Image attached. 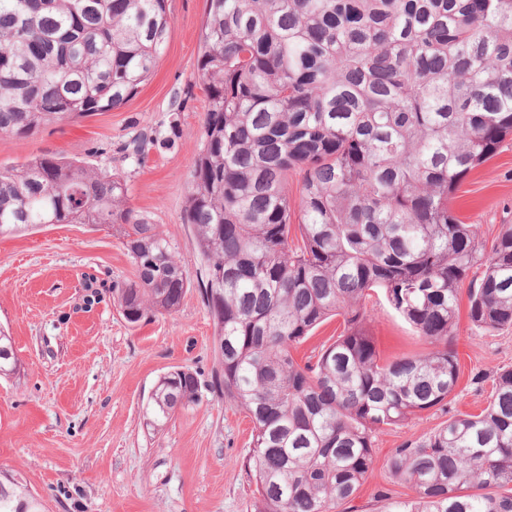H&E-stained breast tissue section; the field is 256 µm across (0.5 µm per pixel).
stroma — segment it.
I'll return each instance as SVG.
<instances>
[{
  "mask_svg": "<svg viewBox=\"0 0 512 512\" xmlns=\"http://www.w3.org/2000/svg\"><path fill=\"white\" fill-rule=\"evenodd\" d=\"M206 0H167L170 37L151 79L120 108L61 121L30 136L0 133V165L59 154L122 175L130 206L167 234L192 285L180 307L128 324L111 301L84 307L82 275L111 286L134 277L119 232L52 224L0 237V329L20 368L0 380V469L18 475L43 512H250L256 485L240 462L251 447L246 411L211 389L214 324L204 303L200 260L184 222L191 166L201 149L206 93L197 77ZM150 138L143 157L127 143ZM451 208L492 243L512 224V140L474 170ZM382 359L427 350L382 293L365 302ZM449 347L459 362L444 404L378 432L373 464L354 499L337 512H381L410 496L394 478V448L453 415L479 413L500 368L512 367V329L486 332L460 295ZM185 368L203 385L199 405L178 410L161 430L145 425L147 399L163 374Z\"/></svg>",
  "mask_w": 512,
  "mask_h": 512,
  "instance_id": "35a3bbf8",
  "label": "stroma"
}]
</instances>
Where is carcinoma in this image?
Listing matches in <instances>:
<instances>
[{
  "mask_svg": "<svg viewBox=\"0 0 512 512\" xmlns=\"http://www.w3.org/2000/svg\"><path fill=\"white\" fill-rule=\"evenodd\" d=\"M165 2L0 0V133L132 99L168 42ZM198 77L208 105L185 223L208 270L212 389L253 423L254 512H331L363 483L377 431L454 391L448 342L474 266L472 325L512 327V225L486 254L450 208L512 137V0H207ZM43 224L119 228L135 279L110 292L131 325L176 311L191 286L118 176L48 154L1 165L0 236ZM378 289L430 350L381 361L363 307ZM336 316L344 331L316 363L294 361ZM18 368L0 331V377ZM201 398L197 373L168 372L146 425ZM388 467L412 495L387 512H512V369L480 414L404 442ZM0 512H39L7 472Z\"/></svg>",
  "mask_w": 512,
  "mask_h": 512,
  "instance_id": "cac0c4a2",
  "label": "carcinoma"
}]
</instances>
